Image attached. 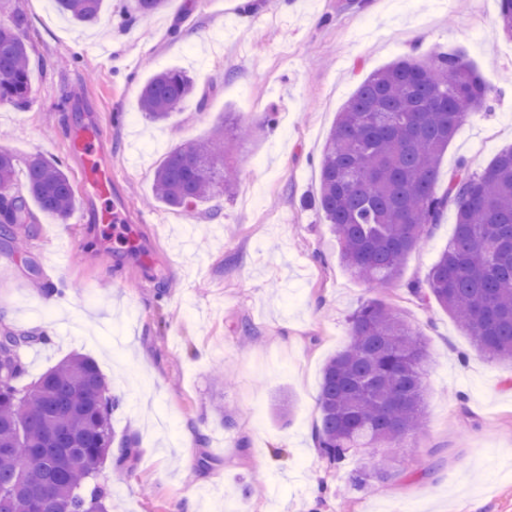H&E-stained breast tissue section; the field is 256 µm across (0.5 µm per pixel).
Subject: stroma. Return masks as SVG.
<instances>
[{"instance_id":"obj_1","label":"stroma","mask_w":512,"mask_h":512,"mask_svg":"<svg viewBox=\"0 0 512 512\" xmlns=\"http://www.w3.org/2000/svg\"><path fill=\"white\" fill-rule=\"evenodd\" d=\"M106 0L99 25L65 19L52 0H11L29 27L23 109L0 107V146L40 153L71 176V128L98 126L123 224L102 223L108 199L77 200L66 223L36 213L0 231V332L42 336L21 349L25 387L62 360L94 359L121 405L117 435L138 456L105 460L110 512H512V369L478 351L424 280L455 231L447 210L397 281L352 278L332 227L310 201L338 113L374 71L410 54L460 51L489 85L449 143L437 189L458 162L485 168L512 146V39L498 0H169L148 17ZM186 71L193 94L163 122L139 108L156 72ZM261 125L234 152L232 197L184 215L153 202L155 169L218 122ZM390 300L431 359L426 427L397 459L409 473L354 488L363 460L329 464L316 446L326 361L370 298ZM262 477L249 499L240 484Z\"/></svg>"}]
</instances>
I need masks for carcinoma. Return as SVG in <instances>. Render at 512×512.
I'll use <instances>...</instances> for the list:
<instances>
[{
    "mask_svg": "<svg viewBox=\"0 0 512 512\" xmlns=\"http://www.w3.org/2000/svg\"><path fill=\"white\" fill-rule=\"evenodd\" d=\"M103 0H57L59 11L96 24ZM168 0H132L147 18ZM503 33L512 38V0H499ZM19 9L0 21V106L22 108L32 94L30 57ZM193 92L185 72L154 74L139 107L165 121ZM488 90L455 52L412 55L370 74L348 100L320 161L315 205L340 243L348 272L371 288L395 282L408 255L430 235L442 212L456 209V230L413 293L433 301L490 358L512 365V148L481 172L461 162L436 191L439 163ZM261 126L224 128L174 148L156 168L154 198L186 215L230 194L237 172L232 147ZM39 210L63 218L76 203L63 165L43 155L24 165L0 148V224H31ZM43 336L0 334V512H108L110 490L100 467L115 438L111 395L97 363L73 356L27 388L20 350ZM428 352L420 334L392 305L370 299L350 320L349 343L323 369L315 438L338 464L360 454L368 464L352 477L359 487L403 473L383 448H402L425 426ZM136 442L119 441L118 461L136 459Z\"/></svg>",
    "mask_w": 512,
    "mask_h": 512,
    "instance_id": "obj_1",
    "label": "carcinoma"
}]
</instances>
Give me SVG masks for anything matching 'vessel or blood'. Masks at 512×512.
Segmentation results:
<instances>
[{"label":"vessel or blood","instance_id":"vessel-or-blood-1","mask_svg":"<svg viewBox=\"0 0 512 512\" xmlns=\"http://www.w3.org/2000/svg\"><path fill=\"white\" fill-rule=\"evenodd\" d=\"M96 131L78 127L69 134V151L76 157L84 178V189L90 197H108L112 200L111 211L102 213L101 221H119L126 217V202L115 195L116 183L112 167L101 152L91 147L93 140L99 139Z\"/></svg>","mask_w":512,"mask_h":512}]
</instances>
